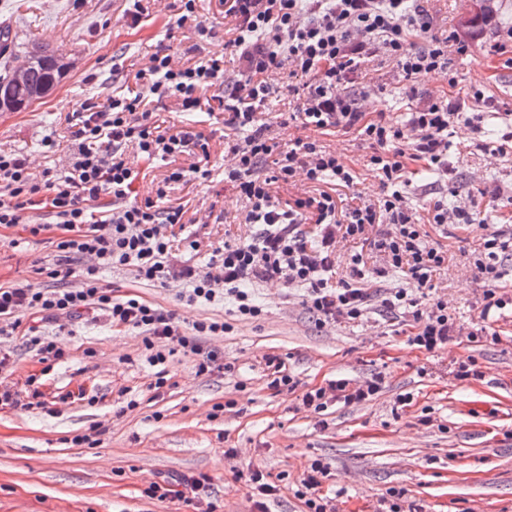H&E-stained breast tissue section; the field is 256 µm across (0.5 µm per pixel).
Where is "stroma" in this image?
<instances>
[{
  "label": "stroma",
  "instance_id": "1",
  "mask_svg": "<svg viewBox=\"0 0 512 512\" xmlns=\"http://www.w3.org/2000/svg\"><path fill=\"white\" fill-rule=\"evenodd\" d=\"M462 0H432L439 28L457 30L469 45L453 64L457 92L486 87L490 101L483 126L494 134L497 115L512 113V69L486 55L484 45L502 24L512 25V0L489 22L465 24ZM178 0H169L155 21L132 29L124 18L125 0H0V28L12 42L0 49V72L27 53L48 48L69 62L57 86L26 110L0 114V147L43 156L46 136L65 134L57 118L77 111L85 99L112 92V56L125 52L136 63L148 48L183 55L197 43L192 23L178 24ZM94 82H87L88 74ZM368 82L381 91L369 111L400 119L408 109L402 85L389 66L369 71ZM175 125L195 122L208 142V181L181 192L200 242L196 251H177L176 265L208 264L213 246L224 238L249 235L247 224L225 223L240 213L241 202L224 182V122L198 112L187 114L175 102L162 104ZM324 144L359 168L356 189L371 198L381 187L362 168L366 144L348 134L324 137ZM481 170L485 184H512V158L489 165L486 155L468 149L448 154V179L459 183L463 200L486 218L441 231L430 240L448 252V265L433 278L447 297L461 327L444 347L429 353L409 341L410 327L378 315L356 323L316 326L303 309L298 291L276 283L257 290L265 315L255 322H234L205 348L223 353L227 373L198 374L194 355L177 352L166 365L168 385L155 395V367L149 365L140 336L104 318L82 315L65 327L41 323V335L56 340L63 361L45 369L36 350L21 337L12 339L16 363L11 382L39 376L46 408L0 407V512H196L182 502L145 496L151 482L167 477L209 475L207 492L217 512H255L252 488L239 471L260 469L281 476L280 491L267 512H307L296 497V481L319 459L328 468L321 491L333 512H382L389 489L404 490L400 512H512V309L482 318L486 286L469 266L471 252L497 224L512 225V193L488 203L482 185L464 181ZM43 211L25 210L20 222L0 227V285L41 283L36 270L51 263L61 235L42 223ZM103 283L113 296L136 295L173 313L183 330L195 321L221 318L223 304L186 305L177 298L180 283H143L126 270H108ZM488 324L492 332L470 338ZM280 356L298 382L274 390L265 367ZM477 373L461 378L462 365ZM382 385L372 400L330 404L325 414L302 403L306 390L344 380L354 385L374 377ZM224 412H215V405ZM103 426L93 446H76L73 436Z\"/></svg>",
  "mask_w": 512,
  "mask_h": 512
}]
</instances>
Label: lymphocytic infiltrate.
Returning a JSON list of instances; mask_svg holds the SVG:
<instances>
[{"label":"lymphocytic infiltrate","mask_w":512,"mask_h":512,"mask_svg":"<svg viewBox=\"0 0 512 512\" xmlns=\"http://www.w3.org/2000/svg\"><path fill=\"white\" fill-rule=\"evenodd\" d=\"M224 14L234 27L223 52L178 64L155 50L136 70L133 85L114 87L104 102L85 101L80 111L66 116L76 146L64 173L47 167L34 175L27 157L0 148V226L19 223L22 210L39 206L66 231L52 265L39 270L50 286H0L1 376L15 364L3 341L19 335L25 317L56 322L84 312L139 331L147 360L159 368L154 392L167 384L162 364L179 350L198 356L199 373L224 371L202 340L224 334L229 322L207 318L182 331L169 311L131 296L114 298L102 282L108 269H125L153 284L182 279L187 287L181 299L187 305L228 299L239 321L262 318L253 288L277 280L302 289L303 307L322 326L357 322L379 308L411 322V343L428 352L447 345L457 332L447 301L430 293L432 277L447 255L430 243L425 227L473 224L479 213L469 205L445 203V196L460 194L453 185L424 209L414 207L408 164L421 161L447 173L455 125L463 121L479 130L484 115L462 111L459 98L440 95L393 123L381 112L368 115L367 91L340 93L336 86L375 59L392 63L398 80L409 85L432 74L451 84L450 56L466 54L467 45L456 33L435 32L428 0H224ZM275 70L287 73L285 89L294 103L289 121L309 132L286 146L267 119L274 88L266 76ZM169 99L185 112L223 113L224 180L245 205V223L255 227L249 239L216 247L204 272L173 266L175 243L193 249L198 241L191 235L176 240L173 229L182 225L184 210L167 199L176 186L208 180L210 169L173 168L157 183L154 196L130 198L139 173L129 165L128 151L149 162L207 152L201 133L188 126L172 130L158 111V103ZM336 130L356 133L369 145L367 166L383 188L373 201L352 197L343 212L336 194L353 188L358 176L320 139ZM276 183L300 184L308 192L282 201L271 193ZM377 224L387 227L372 241L382 266L366 270L356 255L348 278L331 283L337 240L365 238ZM469 262L487 286L489 307L512 305V296L500 290L504 266L512 263V225L488 232ZM392 272L403 274L404 285L376 286V279ZM380 385L377 379L355 387L333 381L307 390L302 403L320 413L338 399L369 400Z\"/></svg>","instance_id":"1"}]
</instances>
